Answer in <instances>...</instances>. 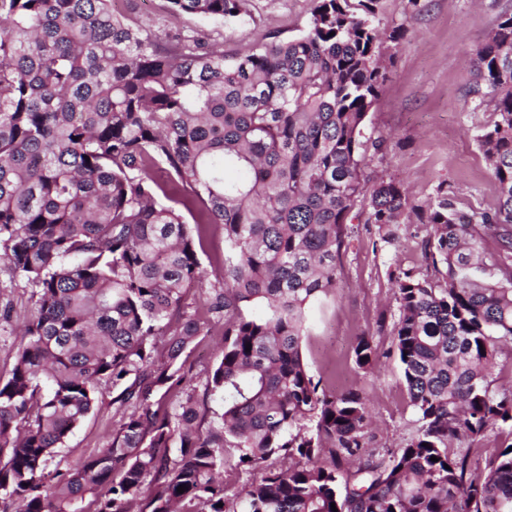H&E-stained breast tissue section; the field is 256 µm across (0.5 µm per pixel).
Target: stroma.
<instances>
[{
  "mask_svg": "<svg viewBox=\"0 0 512 512\" xmlns=\"http://www.w3.org/2000/svg\"><path fill=\"white\" fill-rule=\"evenodd\" d=\"M420 5L416 12L409 0H378L381 27L402 25L406 32L385 63L387 79L364 122L363 140L370 147L365 177L371 182L399 180L421 202L442 184L459 207L493 210L495 183L478 144L493 115L475 108L467 93L468 59L489 37L499 14L512 9V0H420ZM313 6V0H247L246 16L232 24L173 14L167 0H122L118 11L161 36L203 31L213 47L233 54L298 36ZM367 212L362 205L351 213L337 260L338 285L316 305L312 329L302 341L304 362L314 379L339 392H365L372 425L359 459L363 465L405 446L416 432L417 414L395 347L380 323L397 316L395 278L400 271L434 274L423 251L430 225H395V238L388 243L377 225L367 223ZM31 294L24 283H10L0 265V309L10 310L9 322L0 321V380L9 378L21 327L34 313ZM363 334L372 338L380 356V373L374 377L352 360L356 338ZM223 339V327L216 326L188 350L185 371L196 392H204ZM117 421L112 392L103 390L93 411L54 457V466L79 468L111 439Z\"/></svg>",
  "mask_w": 512,
  "mask_h": 512,
  "instance_id": "obj_1",
  "label": "stroma"
}]
</instances>
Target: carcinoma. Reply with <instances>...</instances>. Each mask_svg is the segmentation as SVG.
Masks as SVG:
<instances>
[{
    "label": "carcinoma",
    "instance_id": "carcinoma-1",
    "mask_svg": "<svg viewBox=\"0 0 512 512\" xmlns=\"http://www.w3.org/2000/svg\"><path fill=\"white\" fill-rule=\"evenodd\" d=\"M168 2L246 15L245 0ZM377 2L314 0L302 35L227 56L197 33L136 27L112 0H0V259L34 306L0 381L3 512H85L88 496L92 512H512V451L477 469L451 448L512 428V389L495 386L512 344V12L471 58L468 94L494 115L479 144L498 193L476 213L442 184L416 202L393 179H363L380 60L404 34L379 27ZM162 195L197 229H224L209 283L224 350L205 387L221 409L207 426L183 359L206 329L183 289L207 273ZM362 202L381 228L410 214L432 225L424 255L442 280L396 278L390 335L418 428L351 485L341 469L364 448L363 392L322 387L301 341ZM488 233L498 249L486 257ZM353 362L379 368L371 337H357ZM103 386L121 413L112 439L79 469H49ZM172 391L163 412L155 397ZM229 449L256 473L235 493Z\"/></svg>",
    "mask_w": 512,
    "mask_h": 512
}]
</instances>
